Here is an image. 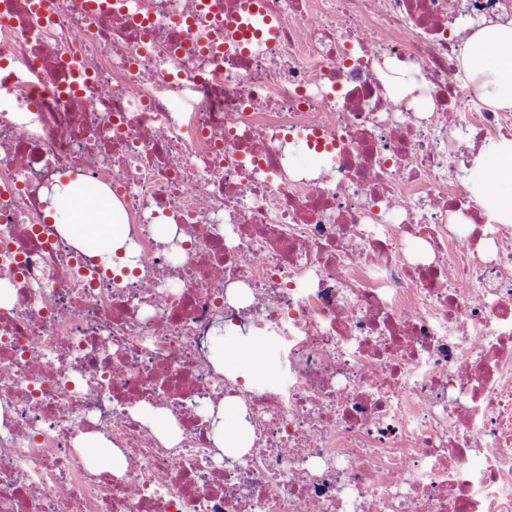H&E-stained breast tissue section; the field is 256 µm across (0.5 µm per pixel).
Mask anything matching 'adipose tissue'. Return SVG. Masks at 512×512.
Listing matches in <instances>:
<instances>
[{
	"instance_id": "obj_1",
	"label": "adipose tissue",
	"mask_w": 512,
	"mask_h": 512,
	"mask_svg": "<svg viewBox=\"0 0 512 512\" xmlns=\"http://www.w3.org/2000/svg\"><path fill=\"white\" fill-rule=\"evenodd\" d=\"M461 65L487 105L512 110V22L477 29L466 42ZM468 185L493 220L512 224V139L494 143L489 157L476 161ZM46 213L69 243L98 256L104 267H135L137 253L127 216L96 184L82 178L56 180ZM213 433L223 448H244L252 439L240 410L229 401Z\"/></svg>"
}]
</instances>
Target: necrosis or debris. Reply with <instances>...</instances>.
<instances>
[{
    "label": "necrosis or debris",
    "instance_id": "4bbe7bcc",
    "mask_svg": "<svg viewBox=\"0 0 512 512\" xmlns=\"http://www.w3.org/2000/svg\"><path fill=\"white\" fill-rule=\"evenodd\" d=\"M268 7L245 51L241 0H0V512H512V225L463 177L512 113L455 32L512 0ZM66 167L120 202L136 280L42 223ZM229 326L278 341L280 378L227 374ZM229 400L240 454L210 428ZM242 13L224 20V38L243 46L252 37L274 41L279 31V20L268 8L266 0H244ZM261 18L262 25H254L253 19Z\"/></svg>",
    "mask_w": 512,
    "mask_h": 512
}]
</instances>
